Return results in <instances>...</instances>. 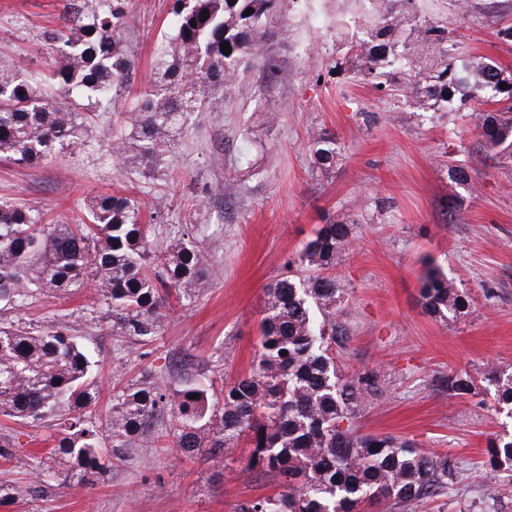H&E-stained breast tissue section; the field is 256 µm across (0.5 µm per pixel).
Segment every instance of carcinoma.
I'll use <instances>...</instances> for the list:
<instances>
[{"mask_svg": "<svg viewBox=\"0 0 512 512\" xmlns=\"http://www.w3.org/2000/svg\"><path fill=\"white\" fill-rule=\"evenodd\" d=\"M392 2L372 0L363 11L369 38L349 43L362 76L406 75L398 91L444 112L455 111L473 91L492 105L512 99V71L494 62L461 59L451 74L446 68L426 71L412 46L446 54L448 29L417 19L404 36ZM281 4L173 0L170 60L126 113L130 136L112 141L113 156L126 163L166 153L188 114L205 106L198 87L229 91L247 55L260 64L266 83H274L279 70L264 57L263 45ZM66 6V25L42 33L57 53L45 82L0 61V155L18 165L37 166L82 139L126 83L128 0H67ZM249 8L254 12L247 15ZM225 42L228 55L221 50ZM474 129L493 157H512L511 106L476 113ZM310 156L324 171L336 167L342 159L336 136L315 133ZM153 230L138 204L123 196L93 197L81 224H49L41 210L1 199L0 304L22 310L40 295H66L92 279L106 305L103 317L124 336L152 341L163 328L170 295L190 301L208 282L192 238L156 242ZM354 242L351 223L322 224L288 262L291 270L266 286L249 373L218 389L213 383L171 389L155 378L132 383L113 396L104 425L92 416L99 390L87 346L61 327L35 331L0 321V415L19 423L49 419L53 427L52 447L40 458L20 453L18 435H0V459L40 482L82 486L89 476L134 458L145 422L165 411L173 421L174 447L190 459L250 438L249 468L272 477L281 491L248 499L237 512H387L448 493L455 470L448 455L429 452L412 438L357 426L378 373L364 368L346 374L336 362V351L349 339L337 308L342 289L336 262ZM419 297L423 312L440 320L469 307L468 297L434 267L422 277ZM484 379L498 406L512 414V372L495 369ZM478 390L467 372L448 377L453 397ZM488 452L492 467L512 469V437L490 441Z\"/></svg>", "mask_w": 512, "mask_h": 512, "instance_id": "cac0c4a2", "label": "carcinoma"}]
</instances>
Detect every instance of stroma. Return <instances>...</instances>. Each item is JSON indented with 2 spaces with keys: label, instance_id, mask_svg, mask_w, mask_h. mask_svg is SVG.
I'll use <instances>...</instances> for the list:
<instances>
[{
  "label": "stroma",
  "instance_id": "1",
  "mask_svg": "<svg viewBox=\"0 0 512 512\" xmlns=\"http://www.w3.org/2000/svg\"><path fill=\"white\" fill-rule=\"evenodd\" d=\"M173 0H130L125 42L130 78L110 113L84 145L30 168L0 160V198L44 208L50 220L78 224L85 204L100 194L138 202L151 215L166 204L158 237L192 233L210 272L194 302L175 307L150 344L118 336L98 321L104 307L93 288L40 296L0 318L34 328L65 326L100 364L96 418L112 394L157 372L181 387L218 372L232 380L250 369L258 344L265 286L282 273L316 225L353 221L356 245L336 264L345 288L350 342L337 362L343 371L380 374L359 424L364 431L412 437L448 454L456 478L447 494L400 512H512V470L486 466L489 438L512 436V416L498 410L492 391L469 400L451 397L449 375L482 378L512 371V160L485 156L466 112H441L390 95L361 80L336 42V24L361 34L351 0H286L264 44L282 78L269 85L246 68L230 94H208L168 153L135 167L112 156L120 115L154 80L169 30ZM66 0H0V56L37 77L53 53L43 30L63 26ZM418 16L448 28V54L419 48L435 70L458 59H493L512 69V0H416ZM335 133L342 159L314 168L312 135ZM465 167L467 183L449 165ZM439 268L467 292L464 315L437 321L419 306L420 280ZM172 419L151 418L139 455L114 464L79 487L44 484L0 461V483L19 486L0 512H237L242 501L275 492L271 479L246 472V443L229 454L186 460L160 445Z\"/></svg>",
  "mask_w": 512,
  "mask_h": 512
}]
</instances>
